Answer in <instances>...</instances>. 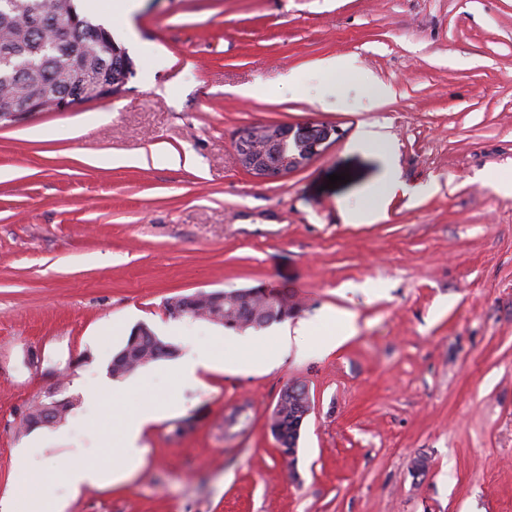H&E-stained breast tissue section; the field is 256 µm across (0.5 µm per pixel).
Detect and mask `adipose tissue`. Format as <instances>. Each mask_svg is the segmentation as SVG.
<instances>
[{
	"mask_svg": "<svg viewBox=\"0 0 512 512\" xmlns=\"http://www.w3.org/2000/svg\"><path fill=\"white\" fill-rule=\"evenodd\" d=\"M148 425L144 419H128L113 415L112 429L119 436V448L122 464L113 469H106L98 464H71L65 461L56 463L68 481L72 493H80L88 487L114 484L125 479L145 462V450L142 438Z\"/></svg>",
	"mask_w": 512,
	"mask_h": 512,
	"instance_id": "ef3b65f1",
	"label": "adipose tissue"
}]
</instances>
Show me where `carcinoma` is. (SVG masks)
Segmentation results:
<instances>
[{
	"label": "carcinoma",
	"mask_w": 512,
	"mask_h": 512,
	"mask_svg": "<svg viewBox=\"0 0 512 512\" xmlns=\"http://www.w3.org/2000/svg\"><path fill=\"white\" fill-rule=\"evenodd\" d=\"M12 0H0V50H13L22 67L21 77L6 78L0 75V112L5 106L22 101L32 93L46 87L55 88L57 95L42 98L41 110H55L59 101L70 94L71 86L65 84L60 70L58 54H68L78 59L83 57L85 42H96L102 48L99 55L90 57L80 67L77 82L83 88L96 89L100 76H106L123 65L124 59L112 53L110 46L112 34L103 24L81 14L75 0H70L72 13L59 16V0H31L32 8L39 19L28 18L19 21L13 13ZM70 26L74 32L73 41L50 48L55 32V24ZM251 297L247 300L226 296L224 291L200 292L191 295V299L168 303L170 315L181 318L205 319L230 330L261 329L271 323L282 322L293 317L298 303L291 300L288 293L277 288L258 285L250 288ZM175 353L174 348L163 342L147 326L135 328L124 347L113 357L111 375L122 378L140 367ZM70 404L60 402L50 410L38 403L26 409L21 417V427L32 430L47 424L59 423L65 419ZM299 418L295 417L293 407L283 403L279 412L269 419L268 425L276 432L281 441L280 453L283 458L296 454V449L288 444V430L292 429ZM290 459V458H288ZM290 462H295L291 458Z\"/></svg>",
	"instance_id": "obj_1"
}]
</instances>
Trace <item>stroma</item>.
Returning a JSON list of instances; mask_svg holds the SVG:
<instances>
[{"mask_svg":"<svg viewBox=\"0 0 512 512\" xmlns=\"http://www.w3.org/2000/svg\"><path fill=\"white\" fill-rule=\"evenodd\" d=\"M97 5L135 64L124 91L0 120V169L14 174L0 182V500L36 482L13 469L36 436L39 462L109 467L113 411L167 405L127 483L73 498L57 482L67 512H512V194L494 187L512 174V0H138L127 17ZM329 58L353 72H319ZM253 84L278 93L237 95ZM278 123L342 134L261 182L234 136ZM144 150V166L89 162ZM341 172L349 182L329 185ZM367 195L384 219L350 223ZM259 284L287 288L314 337L334 309L358 332L248 364L223 357L237 331L166 311ZM140 324L175 356L139 368L136 391L86 401ZM193 349L222 365L180 381ZM295 381L313 410L290 465L268 419ZM54 389L74 401L63 444L17 419Z\"/></svg>","mask_w":512,"mask_h":512,"instance_id":"obj_1","label":"stroma"}]
</instances>
